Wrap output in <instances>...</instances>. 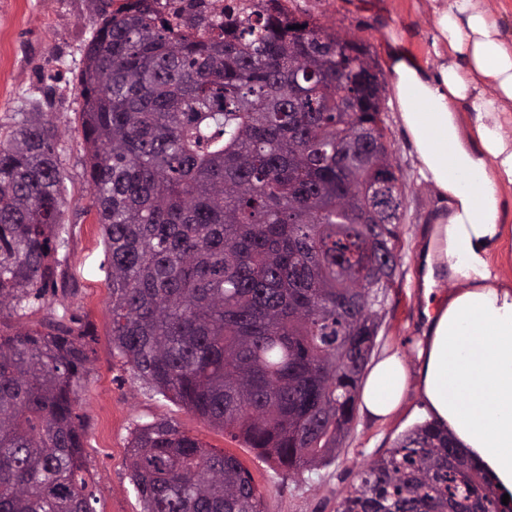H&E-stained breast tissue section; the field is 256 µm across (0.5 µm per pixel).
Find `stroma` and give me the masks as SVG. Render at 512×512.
<instances>
[{
    "mask_svg": "<svg viewBox=\"0 0 512 512\" xmlns=\"http://www.w3.org/2000/svg\"><path fill=\"white\" fill-rule=\"evenodd\" d=\"M105 2L0 0V127L13 125L23 112H41L53 121L62 147L59 167L70 233L55 290L21 323L36 329L43 318L65 309L79 318L73 329L82 336L89 365L76 412L84 433L85 477L95 512H142L127 468L128 442L137 426L161 420L176 423L207 447L235 455L250 471L264 512H336L366 464L421 421L424 403L417 383H410L402 407L390 420L380 422L357 413L334 463L284 478L242 439L149 390L112 352L106 256L101 226L89 207L79 118L82 99L76 80ZM290 5L353 33L369 45L377 63H384V38L393 31L428 71L436 69L435 19L428 0H291ZM382 118L391 161L405 184V200L399 226L401 263L376 349L397 351L414 377L419 370L417 351L430 328L426 293L417 285L416 266L432 219L444 204L418 175L413 144L398 120L393 97H386Z\"/></svg>",
    "mask_w": 512,
    "mask_h": 512,
    "instance_id": "obj_1",
    "label": "stroma"
}]
</instances>
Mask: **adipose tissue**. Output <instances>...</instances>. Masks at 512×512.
Here are the masks:
<instances>
[{"label": "adipose tissue", "instance_id": "1", "mask_svg": "<svg viewBox=\"0 0 512 512\" xmlns=\"http://www.w3.org/2000/svg\"><path fill=\"white\" fill-rule=\"evenodd\" d=\"M430 2L436 73L396 33L385 44L418 173L448 203L420 258L422 286L444 275L464 281L434 309L417 354L419 386L432 418L512 494V286L500 283L493 260L507 233L503 192L512 189V40L477 0ZM462 107L472 117L467 132ZM408 381L401 356L382 353L361 386V408L393 417Z\"/></svg>", "mask_w": 512, "mask_h": 512}]
</instances>
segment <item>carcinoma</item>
I'll return each instance as SVG.
<instances>
[{
  "label": "carcinoma",
  "mask_w": 512,
  "mask_h": 512,
  "mask_svg": "<svg viewBox=\"0 0 512 512\" xmlns=\"http://www.w3.org/2000/svg\"><path fill=\"white\" fill-rule=\"evenodd\" d=\"M122 0L77 75L90 207L108 253L113 353L151 390L291 477L340 455L401 257L404 187L366 45L288 0L224 17ZM55 126L0 132V317L57 283L68 244ZM74 314L0 320V512H95L76 407ZM143 512H264L249 470L169 421L137 427ZM512 512L423 422L337 512Z\"/></svg>",
  "instance_id": "carcinoma-1"
}]
</instances>
